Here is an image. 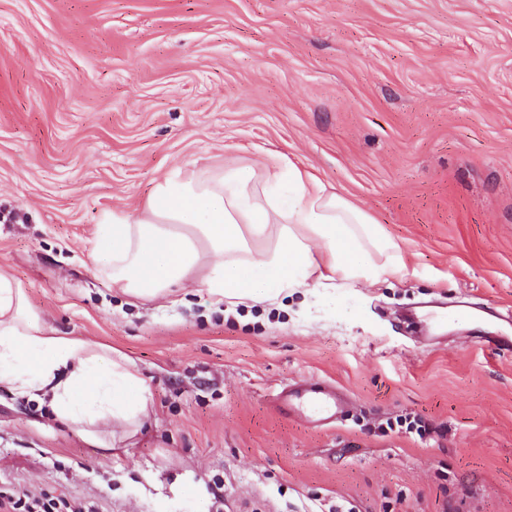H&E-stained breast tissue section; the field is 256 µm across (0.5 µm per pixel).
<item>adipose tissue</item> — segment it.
<instances>
[{"mask_svg": "<svg viewBox=\"0 0 512 512\" xmlns=\"http://www.w3.org/2000/svg\"><path fill=\"white\" fill-rule=\"evenodd\" d=\"M101 242L113 286L153 299L179 284L216 302L273 299L397 271V244L366 212L307 171L252 164L177 168L156 181L138 215L104 213ZM0 383L41 394L56 417L103 444L111 423L138 429L150 392L126 358L57 335L0 271Z\"/></svg>", "mask_w": 512, "mask_h": 512, "instance_id": "adipose-tissue-1", "label": "adipose tissue"}]
</instances>
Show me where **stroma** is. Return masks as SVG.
I'll return each mask as SVG.
<instances>
[{
    "instance_id": "obj_1",
    "label": "stroma",
    "mask_w": 512,
    "mask_h": 512,
    "mask_svg": "<svg viewBox=\"0 0 512 512\" xmlns=\"http://www.w3.org/2000/svg\"><path fill=\"white\" fill-rule=\"evenodd\" d=\"M304 167L404 271L261 303L99 273L100 217L178 167ZM0 269L124 355L140 433L0 384V489L77 512H512V0H0ZM321 380L315 426L274 404ZM278 399L280 408L289 416L297 409L318 422L335 420L347 401L335 388L317 380L288 384Z\"/></svg>"
}]
</instances>
